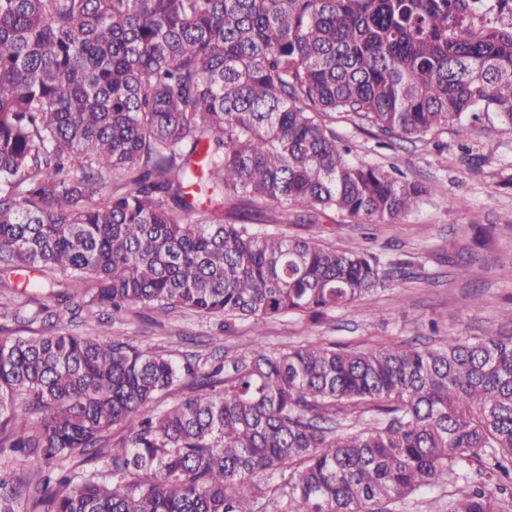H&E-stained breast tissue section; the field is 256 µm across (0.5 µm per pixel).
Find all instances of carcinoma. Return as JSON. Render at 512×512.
I'll return each mask as SVG.
<instances>
[{"label":"carcinoma","mask_w":512,"mask_h":512,"mask_svg":"<svg viewBox=\"0 0 512 512\" xmlns=\"http://www.w3.org/2000/svg\"><path fill=\"white\" fill-rule=\"evenodd\" d=\"M481 2L0 0V286L59 274L100 327L131 306L316 321L389 287L365 251L225 224L191 189L316 219L412 212L425 190L349 159L315 114L416 140L512 126V19L473 29ZM6 452L45 477L28 496L1 476L0 512H396L461 482L448 512H512V336L258 337L209 368L60 328L0 336ZM76 456L92 466L51 478Z\"/></svg>","instance_id":"1"}]
</instances>
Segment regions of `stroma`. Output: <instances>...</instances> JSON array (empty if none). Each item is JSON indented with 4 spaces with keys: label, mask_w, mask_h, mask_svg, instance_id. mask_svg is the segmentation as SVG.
<instances>
[{
    "label": "stroma",
    "mask_w": 512,
    "mask_h": 512,
    "mask_svg": "<svg viewBox=\"0 0 512 512\" xmlns=\"http://www.w3.org/2000/svg\"><path fill=\"white\" fill-rule=\"evenodd\" d=\"M319 119L349 146L351 159L396 168L407 181L426 187L427 194L394 224L356 222L334 212L308 224L298 221L292 209L286 230L342 250H368L387 266L407 262L394 287L316 323L288 314L258 324L239 320L225 332L218 317L182 309L160 317L135 309L112 317L109 337L177 360L211 364L244 354L258 327L274 351L307 344L366 350L393 342L425 348L451 333L512 335V129L492 118L467 139L447 127L411 141L384 136L343 112L323 113ZM464 263L471 266L465 277L457 270ZM40 300L54 323L98 335V328L76 318L79 297L53 288ZM217 335L224 338L219 348L212 342Z\"/></svg>",
    "instance_id": "1"
}]
</instances>
